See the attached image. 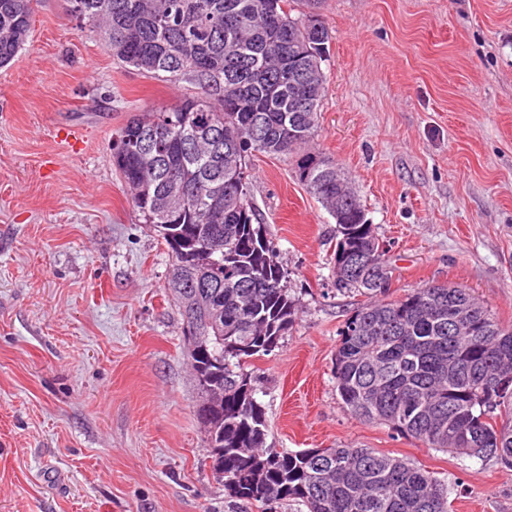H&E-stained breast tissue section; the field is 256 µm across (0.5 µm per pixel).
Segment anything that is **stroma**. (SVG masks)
Listing matches in <instances>:
<instances>
[{"instance_id":"1","label":"stroma","mask_w":512,"mask_h":512,"mask_svg":"<svg viewBox=\"0 0 512 512\" xmlns=\"http://www.w3.org/2000/svg\"><path fill=\"white\" fill-rule=\"evenodd\" d=\"M331 35L312 147L352 182L387 294L467 289L512 326V0H322ZM68 0H36L0 68V512H261L230 498L195 417L171 253L112 166L135 112L195 94L113 57ZM251 196L298 315L245 363L283 452L371 448L448 485L451 512H512V467L351 416L336 392V224L290 159Z\"/></svg>"}]
</instances>
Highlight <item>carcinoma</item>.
<instances>
[{"label": "carcinoma", "mask_w": 512, "mask_h": 512, "mask_svg": "<svg viewBox=\"0 0 512 512\" xmlns=\"http://www.w3.org/2000/svg\"><path fill=\"white\" fill-rule=\"evenodd\" d=\"M79 14L127 67L196 94L173 108L131 115L112 141V164L142 223L172 252L166 288L175 298L199 393L197 406L215 474L230 497L307 512H449L448 486L421 466L368 448L277 452L266 442V412L244 359L270 355L292 327L298 304L288 273L259 224L249 169L257 153L295 158L296 179L325 210L336 203L334 161L310 150L324 96L328 29L319 0H81ZM34 0H0V68L28 42ZM237 52L229 55L226 46ZM316 70L315 80L290 71ZM187 208L156 206L169 182ZM223 192L208 231L224 236V257L197 249L196 213ZM336 225L334 263L370 250L372 265L336 283L366 301L340 330L336 391L346 410L437 451L512 465V328L466 289L425 285L396 300L375 287L388 279L384 250L360 200ZM472 307L474 336H455L456 308ZM469 434L477 450L457 447Z\"/></svg>", "instance_id": "carcinoma-1"}]
</instances>
